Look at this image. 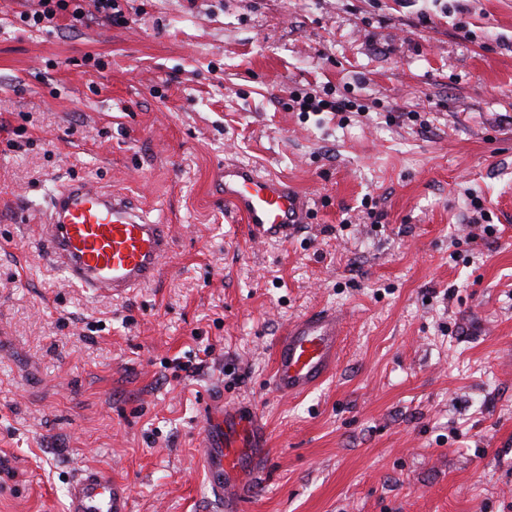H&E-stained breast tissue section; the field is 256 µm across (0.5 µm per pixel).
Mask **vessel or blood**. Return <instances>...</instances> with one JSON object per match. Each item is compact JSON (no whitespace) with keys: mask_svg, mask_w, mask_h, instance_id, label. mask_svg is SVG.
Returning <instances> with one entry per match:
<instances>
[{"mask_svg":"<svg viewBox=\"0 0 512 512\" xmlns=\"http://www.w3.org/2000/svg\"><path fill=\"white\" fill-rule=\"evenodd\" d=\"M219 173L225 201L243 217L253 240L294 237L307 213L305 195L232 161ZM41 242L46 260L70 282L96 296H120L160 278L172 236L164 222L146 221L126 193L80 182L51 199ZM343 333L342 315L328 308L289 323L277 344L274 391L295 397L321 384L339 360ZM266 446V430L252 408L205 405L202 463L224 512H243L245 480L261 468ZM68 499L67 512H131L129 484L98 468L76 473Z\"/></svg>","mask_w":512,"mask_h":512,"instance_id":"1","label":"vessel or blood"}]
</instances>
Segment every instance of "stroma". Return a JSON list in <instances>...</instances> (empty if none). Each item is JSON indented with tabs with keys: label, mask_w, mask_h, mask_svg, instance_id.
<instances>
[{
	"label": "stroma",
	"mask_w": 512,
	"mask_h": 512,
	"mask_svg": "<svg viewBox=\"0 0 512 512\" xmlns=\"http://www.w3.org/2000/svg\"><path fill=\"white\" fill-rule=\"evenodd\" d=\"M81 5L0 0V512H66L87 466L132 512H222L211 397L268 433L247 512H512V0ZM227 159L308 197L290 241L252 242ZM81 179L171 224L158 282L94 297L45 261ZM321 308L337 366L280 397L275 344Z\"/></svg>",
	"instance_id": "35a3bbf8"
}]
</instances>
